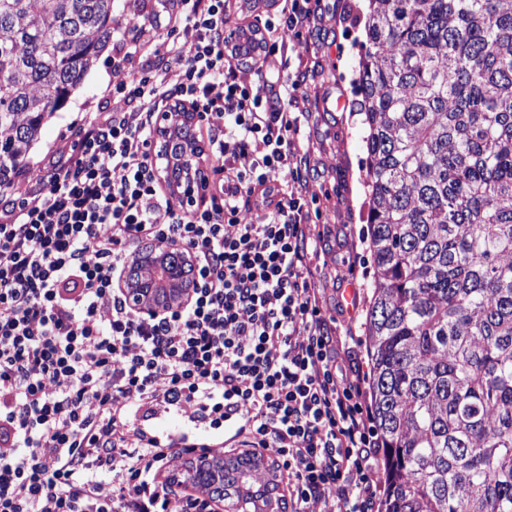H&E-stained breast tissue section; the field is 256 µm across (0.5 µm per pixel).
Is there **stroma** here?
Here are the masks:
<instances>
[{"instance_id":"35a3bbf8","label":"stroma","mask_w":512,"mask_h":512,"mask_svg":"<svg viewBox=\"0 0 512 512\" xmlns=\"http://www.w3.org/2000/svg\"><path fill=\"white\" fill-rule=\"evenodd\" d=\"M367 7V0H327L309 31L292 43L293 56L307 67L305 146L309 172L303 193L316 199L321 211L313 228L320 239L311 268L324 308L337 316V335H344L351 326L361 336L356 358L364 366L369 363L364 336L373 270L366 240L365 130L356 85L358 43L364 35ZM111 61V49H104L83 86L61 111L48 118L29 155L27 169L15 179L14 193L29 190L50 157L71 151V123L96 109L106 87L123 78L122 73L111 70Z\"/></svg>"}]
</instances>
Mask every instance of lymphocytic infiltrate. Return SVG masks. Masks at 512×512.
I'll return each instance as SVG.
<instances>
[{"mask_svg":"<svg viewBox=\"0 0 512 512\" xmlns=\"http://www.w3.org/2000/svg\"><path fill=\"white\" fill-rule=\"evenodd\" d=\"M160 2L164 33L113 38L125 78L72 124L71 153L0 202V512H216L163 476L174 449L210 439H159L136 420L148 402L275 452L291 512H380L389 460L360 339L333 335L310 267L307 92L290 44L323 0H280L258 18L259 92L228 51L231 0ZM178 103L222 122L206 127L219 180L177 204L151 145ZM144 237L190 255L183 308L129 306L120 280Z\"/></svg>","mask_w":512,"mask_h":512,"instance_id":"1","label":"lymphocytic infiltrate"}]
</instances>
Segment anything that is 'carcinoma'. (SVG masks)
I'll return each mask as SVG.
<instances>
[{
	"mask_svg": "<svg viewBox=\"0 0 512 512\" xmlns=\"http://www.w3.org/2000/svg\"><path fill=\"white\" fill-rule=\"evenodd\" d=\"M114 0H0V189L112 38ZM264 49L240 29L235 52ZM366 328L382 512H512V0H368ZM259 459L223 461L250 491Z\"/></svg>",
	"mask_w": 512,
	"mask_h": 512,
	"instance_id": "obj_1",
	"label": "carcinoma"
}]
</instances>
